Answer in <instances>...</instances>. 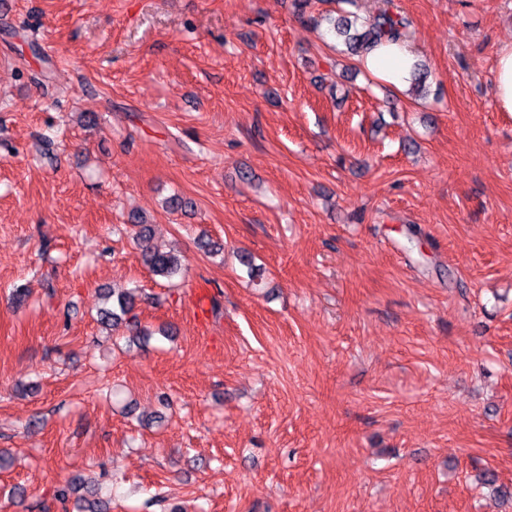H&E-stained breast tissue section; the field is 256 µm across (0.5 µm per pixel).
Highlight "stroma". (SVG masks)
Listing matches in <instances>:
<instances>
[{
  "label": "stroma",
  "mask_w": 512,
  "mask_h": 512,
  "mask_svg": "<svg viewBox=\"0 0 512 512\" xmlns=\"http://www.w3.org/2000/svg\"><path fill=\"white\" fill-rule=\"evenodd\" d=\"M394 6L423 101L308 22L338 0H0V512H512V0ZM496 107L501 112H512V44L501 46L495 70ZM133 226L138 227L135 233L137 244L140 247L144 263L151 272L166 279H172L183 271V259L174 251H165L150 244L152 229L150 224L139 217L134 218ZM112 297V305L102 308L98 313V322L104 326L117 328L121 324L138 328L136 314H132V296L126 288H112V294H107L109 301Z\"/></svg>",
  "instance_id": "stroma-1"
}]
</instances>
